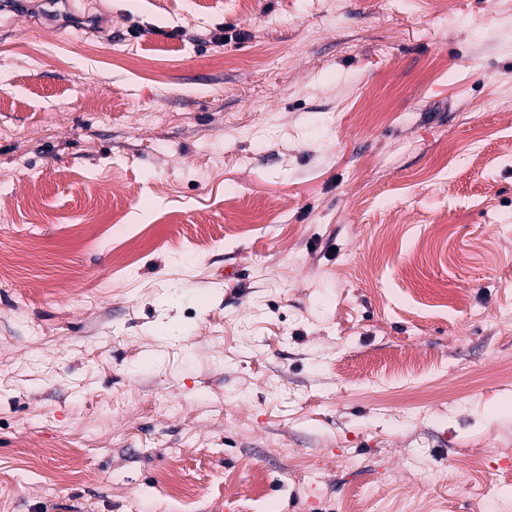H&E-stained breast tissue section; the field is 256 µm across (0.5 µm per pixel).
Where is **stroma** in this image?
Returning a JSON list of instances; mask_svg holds the SVG:
<instances>
[{"label": "stroma", "mask_w": 512, "mask_h": 512, "mask_svg": "<svg viewBox=\"0 0 512 512\" xmlns=\"http://www.w3.org/2000/svg\"><path fill=\"white\" fill-rule=\"evenodd\" d=\"M194 2L0 11V512H512V0Z\"/></svg>", "instance_id": "1"}]
</instances>
